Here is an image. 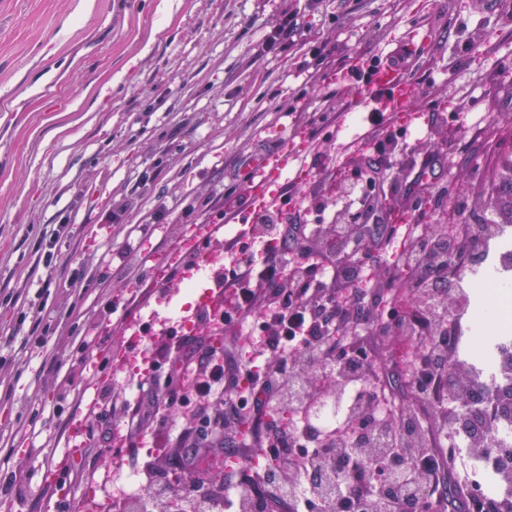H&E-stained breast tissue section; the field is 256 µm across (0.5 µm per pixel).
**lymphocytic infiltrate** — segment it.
<instances>
[{"label":"lymphocytic infiltrate","instance_id":"lymphocytic-infiltrate-1","mask_svg":"<svg viewBox=\"0 0 512 512\" xmlns=\"http://www.w3.org/2000/svg\"><path fill=\"white\" fill-rule=\"evenodd\" d=\"M363 123L383 130L378 161L364 172L376 189L402 153L384 112L361 113ZM291 195L255 212L240 230V247H226L219 271L222 289L200 309L188 332L171 328L165 340L145 337L150 374L137 402L123 403L128 431L149 436L156 425L178 432L170 447L183 449L187 477L173 491L158 472L149 473L148 512H471L474 473L496 482L486 512H512V457L495 452V429L512 396L501 382H486L461 365L454 337L463 330L465 296L449 290L480 263L502 225L467 223L456 205L444 224H405L407 245L397 263L409 273L407 298L377 280L369 263L362 221L378 207L369 199L351 223L304 227L307 244L287 254L282 232ZM391 335L410 351L404 366L381 363L358 330ZM349 376L368 382L346 419L331 433L312 434L302 417L318 386ZM406 389L417 408V434L398 426L384 409ZM292 407V423L271 421ZM252 419L234 478L210 480L211 451L240 418ZM467 458L472 469L451 476L449 456Z\"/></svg>","mask_w":512,"mask_h":512}]
</instances>
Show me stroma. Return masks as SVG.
<instances>
[{"label":"stroma","mask_w":512,"mask_h":512,"mask_svg":"<svg viewBox=\"0 0 512 512\" xmlns=\"http://www.w3.org/2000/svg\"><path fill=\"white\" fill-rule=\"evenodd\" d=\"M490 2L480 11L473 0H93L87 12L82 0H0V488L14 475L23 493L0 500L7 512H112L108 487L128 469L114 455L125 427L104 403L103 421L89 419L86 399L59 378L87 379L82 338L99 322L110 334L92 349L89 379L137 399L139 373L115 366L125 317L196 307L193 273L175 265L167 302L151 265L177 246L183 213L201 198L204 222L214 220L259 145L297 133L321 144L342 174L335 196L323 199L311 155L304 181L273 187L320 203L309 223L349 221L364 187L353 169L374 136L357 118L368 87L349 74L356 57L384 61L410 39L417 47L407 65L422 118L391 126L406 145L382 190L391 223L444 218L454 196L471 205L489 170L481 145L512 135V0ZM286 13L299 22L293 45L266 51ZM325 41L338 51L321 63ZM433 153L435 176L407 196ZM127 200L120 223H102ZM62 223L69 234L45 267L35 245ZM116 297L124 307L108 312ZM77 413L88 417L75 437L82 452L56 485L43 483ZM33 424L46 448L26 441Z\"/></svg>","instance_id":"1"}]
</instances>
